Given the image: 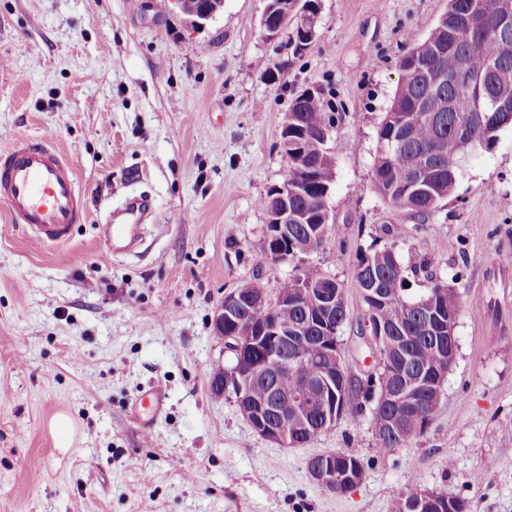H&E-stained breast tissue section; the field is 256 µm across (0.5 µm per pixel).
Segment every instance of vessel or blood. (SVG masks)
I'll return each mask as SVG.
<instances>
[{
  "label": "vessel or blood",
  "instance_id": "1",
  "mask_svg": "<svg viewBox=\"0 0 512 512\" xmlns=\"http://www.w3.org/2000/svg\"><path fill=\"white\" fill-rule=\"evenodd\" d=\"M0 204L12 223L25 225L40 246L67 242L74 226L86 218L74 165L47 139H19L0 151ZM152 211L150 198L142 194L113 210L103 230L101 259L108 263L114 256L134 253L139 228ZM166 401L167 392L159 384L135 397L132 409L140 417L143 435L152 434Z\"/></svg>",
  "mask_w": 512,
  "mask_h": 512
}]
</instances>
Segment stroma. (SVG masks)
I'll list each match as a JSON object with an SVG mask.
<instances>
[{
  "label": "stroma",
  "instance_id": "35a3bbf8",
  "mask_svg": "<svg viewBox=\"0 0 512 512\" xmlns=\"http://www.w3.org/2000/svg\"><path fill=\"white\" fill-rule=\"evenodd\" d=\"M320 3L318 39L296 58L288 33L264 37V0H224L200 29L171 0H0V151L50 137L87 201L51 246L0 206V512H393L412 487L512 512V127L463 161L426 218L389 207L371 177L377 125L408 33L426 34L448 0ZM309 87L337 116L330 230L275 262L259 200L284 179L282 126ZM140 193L155 221L138 254L101 263L103 224ZM385 248L407 296L440 278L460 297L457 360L426 433L378 454L367 416L298 448L253 432L210 390L231 360L210 326L225 293L260 273L275 300L301 264L335 276L343 362L361 377L357 256ZM154 382L168 409L146 439L128 404ZM326 451L357 456L362 482L340 495L315 484L307 461Z\"/></svg>",
  "mask_w": 512,
  "mask_h": 512
}]
</instances>
